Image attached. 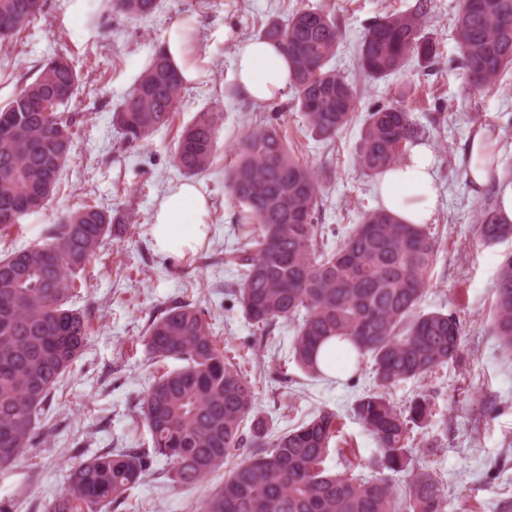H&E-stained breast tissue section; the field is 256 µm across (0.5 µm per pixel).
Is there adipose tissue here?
I'll use <instances>...</instances> for the list:
<instances>
[{
  "label": "adipose tissue",
  "mask_w": 512,
  "mask_h": 512,
  "mask_svg": "<svg viewBox=\"0 0 512 512\" xmlns=\"http://www.w3.org/2000/svg\"><path fill=\"white\" fill-rule=\"evenodd\" d=\"M239 90L256 102L283 98L290 88V64L281 46L264 39L241 45L234 60ZM379 205L408 224L427 223L439 201L431 148L420 144L408 158L379 176ZM209 201L198 185L186 182L158 201L149 233L156 250L182 257L194 252L208 235Z\"/></svg>",
  "instance_id": "obj_1"
}]
</instances>
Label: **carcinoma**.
<instances>
[{"label": "carcinoma", "instance_id": "obj_1", "mask_svg": "<svg viewBox=\"0 0 512 512\" xmlns=\"http://www.w3.org/2000/svg\"><path fill=\"white\" fill-rule=\"evenodd\" d=\"M112 12L131 19L152 16L160 0H109ZM430 4L391 12L364 33L359 62L378 81L401 72L416 58L437 62L436 43L425 24ZM41 13V0H0V40L20 34ZM457 67L471 89L481 91L512 71V0H461L456 15ZM284 47L292 66L294 100L312 134L333 142L352 122L357 91L333 66L341 31L336 17L299 8L264 32ZM80 76L56 55L0 108V232L21 217L45 209L61 190L59 173L71 157L74 119L67 110ZM184 80L166 50L155 52L134 89L114 109L112 125L123 143L144 146L172 125ZM224 113L202 110L176 137L173 158L185 175L213 162ZM268 121L238 145L230 187L241 210L236 221L251 225V239L224 253L239 268L238 295L252 326L265 331L280 320L297 321L293 355L309 375L322 374L316 356L331 338L350 342L353 367L368 358L374 381L389 388L418 380L458 359L461 324L452 313H423L420 305L438 262L435 236L426 224H404L384 209L362 221L334 247L316 223L321 188L316 171L293 157ZM421 132L412 109L378 105L363 124L360 164L380 175L406 157ZM478 163L497 180V166L512 182V158L482 152ZM126 216L82 202L47 230L46 242L7 249L0 257V468L33 444L49 396L91 338L88 317L69 306L83 282L75 274L97 256L108 236L125 231ZM477 233L485 242L512 238V224L483 206ZM493 336L512 352V253L504 256L493 287ZM208 311L175 303L155 316L143 336L156 367L140 414L151 452L126 448L78 462L68 487L46 512H101L119 503L152 463L171 465L173 483L190 488L244 448L224 485L203 512H447L442 484L413 466L414 429L428 427L429 398L417 395L399 408L381 392L359 398L353 412L382 454L376 475L360 477L324 468L338 433L336 415L322 411L272 437L256 418L255 392L246 375L224 357ZM168 360L183 366L167 369ZM250 422L249 430L244 423ZM387 470L408 473L405 491Z\"/></svg>", "mask_w": 512, "mask_h": 512}]
</instances>
